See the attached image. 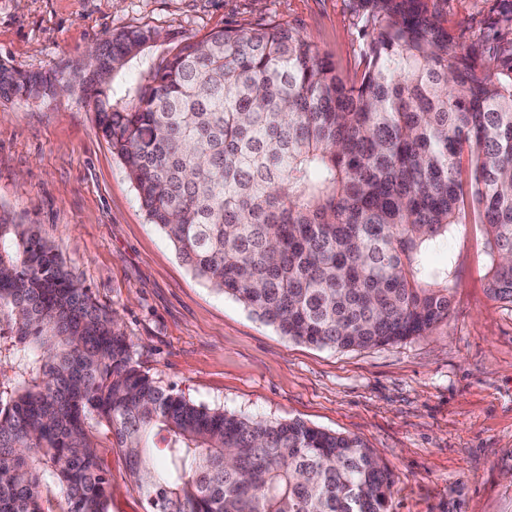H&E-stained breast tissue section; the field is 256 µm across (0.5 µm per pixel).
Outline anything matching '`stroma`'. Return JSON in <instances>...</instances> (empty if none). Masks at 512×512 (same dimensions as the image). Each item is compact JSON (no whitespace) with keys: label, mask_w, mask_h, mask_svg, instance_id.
<instances>
[{"label":"stroma","mask_w":512,"mask_h":512,"mask_svg":"<svg viewBox=\"0 0 512 512\" xmlns=\"http://www.w3.org/2000/svg\"><path fill=\"white\" fill-rule=\"evenodd\" d=\"M428 4L469 44L498 10L497 0ZM272 20L344 77L362 71L358 0H0V64L72 70L112 33L151 27L161 40L129 66L145 73L181 40ZM0 210L36 225L71 275L117 310L159 386L358 437L392 474L388 512H512V303L487 288L490 257L471 218L427 254L448 268L447 321L397 344L334 350L288 340L191 273L149 222L82 90L45 103L0 97ZM98 453L111 512H145L124 455Z\"/></svg>","instance_id":"35a3bbf8"}]
</instances>
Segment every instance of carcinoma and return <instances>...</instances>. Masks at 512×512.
<instances>
[{
    "label": "carcinoma",
    "instance_id": "carcinoma-1",
    "mask_svg": "<svg viewBox=\"0 0 512 512\" xmlns=\"http://www.w3.org/2000/svg\"><path fill=\"white\" fill-rule=\"evenodd\" d=\"M349 81L281 23L182 41L135 97L114 80L161 38L98 45L82 90L150 223L193 275L295 342L349 349L448 319L426 253L485 230L488 289L512 302V41L466 45L427 0H359ZM0 65V95L67 85ZM146 512H387L391 473L358 438L197 405L135 360L114 312L32 224L0 212V512H110L100 434Z\"/></svg>",
    "mask_w": 512,
    "mask_h": 512
}]
</instances>
